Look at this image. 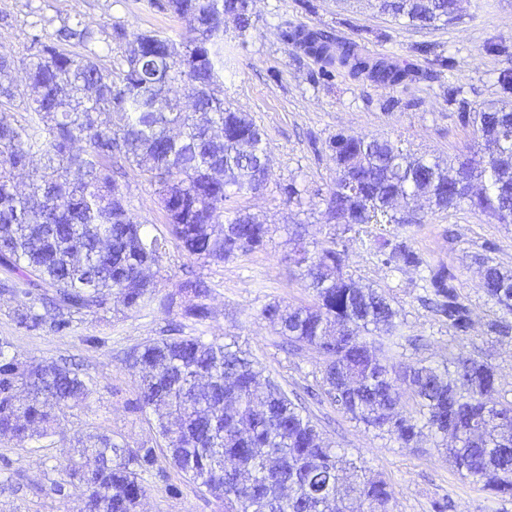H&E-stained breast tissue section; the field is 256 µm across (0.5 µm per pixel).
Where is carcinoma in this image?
<instances>
[{
  "label": "carcinoma",
  "instance_id": "obj_1",
  "mask_svg": "<svg viewBox=\"0 0 512 512\" xmlns=\"http://www.w3.org/2000/svg\"><path fill=\"white\" fill-rule=\"evenodd\" d=\"M381 13L421 29L461 19L458 0H376ZM161 10L188 17L181 42L159 31L113 26L123 49L120 67L70 50L95 40L81 20L53 33L33 28L25 53L0 60V70L26 73L28 91L0 81V106L26 112L24 123L0 118V266L16 279L0 290L24 289L33 305L18 314L30 330L57 331L77 313H92L116 297L130 312L155 300L145 271L159 265L167 239L137 221L114 178L122 163L150 161L142 169L166 213L169 234L189 255L224 263L264 245L269 225L232 198L261 188L271 148L261 130L224 103V22L239 35L251 27L247 0H155ZM283 37L329 65L386 87L408 88L430 78L411 62L371 60L355 42H333L322 31L293 27ZM503 99L512 94V68L497 73ZM448 103L472 128L473 144L457 158L455 175L438 157L416 156L387 139L338 133L330 142L336 179L327 209L349 235L307 241V229L289 233L288 263L311 302L264 305L261 316L289 347L322 357L318 387L346 415L402 446L428 431L453 442L450 462L473 483L490 473V490L512 498V399L486 401L496 389L495 368L484 360L448 353L441 364L390 363L368 337L394 335L400 309L385 293L363 288L345 271L347 244H379L383 264L422 266L406 243L386 238L391 224H419L414 203L427 197L442 211L463 205L512 224V108L501 101L471 106L455 88ZM26 170L28 192L14 172ZM309 190L288 183L287 201L302 207ZM483 291L498 307L488 331L506 336L512 326V270L483 259ZM425 289L434 311L458 335L469 330L470 309L460 301L443 266L426 265ZM192 297L183 316L210 318L209 285L181 283ZM41 310H36V304ZM0 341V438L38 441L59 427V412L87 398L90 388L72 361L22 362ZM140 369L137 405L157 414L169 463L229 512H388L391 485L324 444L309 410L290 397L237 342L177 336L133 353ZM22 385L24 400L13 390ZM416 415H403V394ZM95 462L91 478L82 470ZM155 449L133 451L106 432L88 437L62 467L79 489L85 512H136L146 494L143 473Z\"/></svg>",
  "mask_w": 512,
  "mask_h": 512
}]
</instances>
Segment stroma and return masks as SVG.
<instances>
[{"label": "stroma", "mask_w": 512, "mask_h": 512, "mask_svg": "<svg viewBox=\"0 0 512 512\" xmlns=\"http://www.w3.org/2000/svg\"><path fill=\"white\" fill-rule=\"evenodd\" d=\"M461 14L454 25L415 29L379 13L373 0H255L246 37H239L233 22L225 23L224 49L231 61L224 70V100L264 131L272 151L264 188L233 198L230 205L269 224L272 232L262 247L218 264L191 257L169 242L156 269L157 299L150 308L128 313L111 303L94 313L73 315L61 332L23 327L16 313L29 306L30 297L0 293V339L10 342L12 354L43 364L75 359L91 389L80 407L61 414L56 434L36 444L0 443V512H83L79 492L70 485L60 491L56 485L62 483L66 456L79 440L99 430L128 447L159 452L145 476L147 492L137 512H222V503L177 473L163 455L152 413L137 408L138 370L127 355L174 334L234 341L288 393L301 395L314 386L321 364L318 352L287 353L261 316L263 306L273 300L294 305L311 300L290 274L285 229L306 225L310 238L320 242L334 232L324 198L336 176L328 149L336 133L378 136L446 160L470 143L471 129L449 104L447 90L461 88L475 106L499 100L496 73L512 65V0H461ZM77 18L97 33L92 50L115 65L121 51L107 47L112 26L162 31L177 40L190 30L187 19L157 9L150 0H0V52L21 53L33 24L51 32ZM286 24L332 32L340 40L357 42L369 57L408 60L433 71L434 77L406 90L353 77L284 40L281 28ZM422 43L431 45L430 55L416 53ZM490 43L502 45V52H487ZM116 179L131 200L134 217L151 233L164 232L165 213L138 167L124 166ZM294 180L312 193L300 208L287 202L286 188ZM421 216V223L393 224L389 230L425 263L447 267L471 311L467 334L455 335L435 315L422 267L394 270L375 251L353 245L346 252V270L363 285L384 291L401 309L396 360L438 364L449 348L460 349L491 363L499 377L498 395L512 399V335L498 337L487 330L495 307L484 295L478 262L484 255L512 270V224L496 223L465 206L427 208ZM194 277L210 285L206 302L211 316L201 325L181 315L187 297L178 285ZM306 406L326 442L345 449L368 473L391 484L390 512H512V498H495L463 478L446 449L435 447L430 436L404 447L329 402L310 399Z\"/></svg>", "instance_id": "obj_1"}]
</instances>
